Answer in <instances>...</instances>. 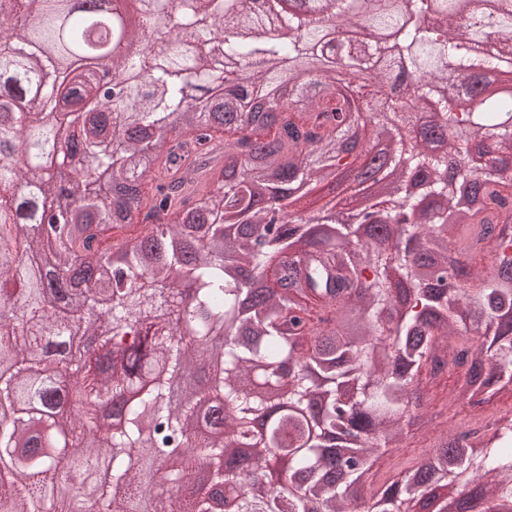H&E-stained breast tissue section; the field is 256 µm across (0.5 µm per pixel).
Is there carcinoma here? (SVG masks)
<instances>
[{"mask_svg": "<svg viewBox=\"0 0 512 512\" xmlns=\"http://www.w3.org/2000/svg\"><path fill=\"white\" fill-rule=\"evenodd\" d=\"M267 0H180L145 14L112 60L126 85L119 101L91 96L93 70L59 73L57 53L87 49L93 18L65 0H12L0 15V464L24 480L0 479V507L33 512H158L139 461L183 448L168 478L180 484L168 512H205L226 493L238 512H348L347 488L369 483L360 512H448V490L469 491L461 512H512V410L484 425L434 437L432 450L390 470L382 483L373 455L400 448L407 427L436 428L422 409L454 397L482 412L512 385V89L487 90L512 67V10L496 42L448 12L425 22V0L406 18L376 0L375 28H396L416 81L403 94L377 79L354 99L318 83L315 105L277 101L254 129L239 132L247 96L225 70L252 74L256 88L284 83L288 62L321 50L353 74L393 68L377 45L324 44L331 24L350 25L356 0H310L296 10ZM456 67L469 92L461 104L434 96ZM43 91V111L17 102ZM80 138L83 174L65 189L39 157ZM484 142L474 173L476 208L454 200L460 160ZM392 146V180L375 206L382 219L355 224L307 216L287 200L340 180L352 158L357 183L376 162L374 142ZM417 181L440 197L438 212L403 192ZM150 226L140 249L111 232L127 199ZM70 210L46 214L43 201ZM32 224L43 234L29 232ZM85 272L73 304L48 309L54 271ZM494 262L466 284L468 268ZM493 332L490 345L475 341ZM455 349L465 378L448 370ZM208 359V389L183 387L171 400L150 368L183 374ZM36 426L20 444V427ZM226 448H245L221 463ZM288 459L280 486H242ZM108 466L112 484L96 498L57 494L62 481ZM217 472L205 495L188 490L199 471Z\"/></svg>", "mask_w": 512, "mask_h": 512, "instance_id": "cac0c4a2", "label": "carcinoma"}]
</instances>
